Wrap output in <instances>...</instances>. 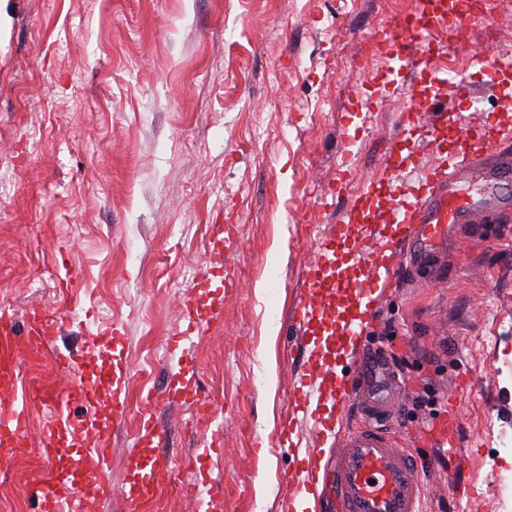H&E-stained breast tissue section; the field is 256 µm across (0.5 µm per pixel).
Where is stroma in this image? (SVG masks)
<instances>
[{
  "label": "stroma",
  "instance_id": "35a3bbf8",
  "mask_svg": "<svg viewBox=\"0 0 512 512\" xmlns=\"http://www.w3.org/2000/svg\"><path fill=\"white\" fill-rule=\"evenodd\" d=\"M415 0H0V309L62 317L56 351L79 355L97 340L91 372H112V332L129 366V409L88 417L111 450L117 495L85 512H124L133 486L130 454L174 477H203L202 507L159 490L148 512H296L282 477L296 462L279 452V426L301 358L288 346L291 312L308 292L305 268L328 224L343 218L364 185L381 176L370 215L356 217L370 241L429 162L427 135L416 167L380 169L395 146L396 114L407 103L448 105L456 129L492 116L512 135V70L469 66L484 51L512 56V42L449 44L435 63L445 83L405 77L369 126L351 121L380 86L385 63L375 30ZM466 78L469 98L451 79ZM360 148L343 196L326 198L345 135ZM238 227L228 263L237 290L215 295L220 326L188 342L185 364L166 344L184 327L183 303L200 296L217 266L213 214ZM433 285L410 273L385 288L365 333L408 384L391 423L417 456L425 512H512L499 492L512 476V204L496 224H473L438 244ZM183 371L185 400L154 405L170 372ZM54 364L23 361L16 402L31 441L0 477V512H38L29 490L40 459L37 436L50 419L29 398L31 381L57 382ZM432 411L414 415L424 392ZM211 401L209 430L184 429L190 400ZM463 469L439 463L448 447H422L420 429L448 401ZM162 436L145 441L144 417ZM211 456L198 450L212 438ZM191 462L190 470L179 467Z\"/></svg>",
  "mask_w": 512,
  "mask_h": 512
}]
</instances>
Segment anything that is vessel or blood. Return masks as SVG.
Listing matches in <instances>:
<instances>
[{"label": "vessel or blood", "instance_id": "b4317fda", "mask_svg": "<svg viewBox=\"0 0 512 512\" xmlns=\"http://www.w3.org/2000/svg\"><path fill=\"white\" fill-rule=\"evenodd\" d=\"M426 11L425 0H418L413 12L397 18L394 32L375 33V43L384 51L388 72L402 68L412 71L424 81L438 80L431 67L434 54L444 52L449 41H465L470 37L472 20L463 17H434L428 23L420 18ZM444 105L431 101L427 110L404 107L399 113V126L407 131L427 128L432 113L444 112ZM504 136L503 129L490 119L464 128L459 137L462 148L472 152L494 146ZM433 154L423 177L406 194L396 199L391 209L394 224H412L416 231L410 253L412 266H419L422 256L433 250L440 239V224H462L471 221L472 205L456 203L457 186L463 175L462 165L454 163L440 140H433ZM392 241L388 232H378L371 244H354L349 240L346 222L329 225L306 265L309 286L307 297L300 301L289 324L292 346L303 348L307 365L300 370L292 392V405L281 421L284 450L293 456L298 466L289 476L294 493L309 492L318 482L317 445L326 434V408L344 412L358 407L363 421L360 426L339 434L336 448L329 458L332 481L343 512H422L425 490L418 466L409 449L401 447L389 424L395 417L402 394V382L384 358L359 357L349 373L338 375L333 360L321 352L311 335V324L318 315V290L330 275L332 259L337 252H346L363 269L361 281L351 284L336 282L337 290H351L357 303L373 304L375 295L388 281L400 274V264L389 257ZM186 323L184 336L201 335L219 322L218 310L202 312L195 301L182 307ZM184 336L167 343L169 358L185 354ZM53 345L47 333L45 315L33 309L26 323H19L13 313L0 311V471H5L12 457L25 448L29 436L21 425V414L15 407V392L22 361L44 354ZM62 376L59 387L41 391L40 398L49 404L53 422L42 430L39 444L47 459L34 481L33 494L40 512H58L68 505L70 512H82L84 504L112 488V477L104 463L111 454L106 440L78 449L68 458L69 472L80 474L73 482L61 474L56 464L63 439L79 436L83 431L80 420L71 416L72 403L80 402L98 409L96 397L99 382L81 373L80 363L73 355L57 358ZM128 366L125 360L113 365L109 383L112 400L108 406L113 419H121L128 401L124 394ZM96 456V470L83 468L86 457ZM169 470L156 468L148 482L141 484L135 495L126 497L127 512H141L147 498L155 495L168 479Z\"/></svg>", "mask_w": 512, "mask_h": 512}]
</instances>
